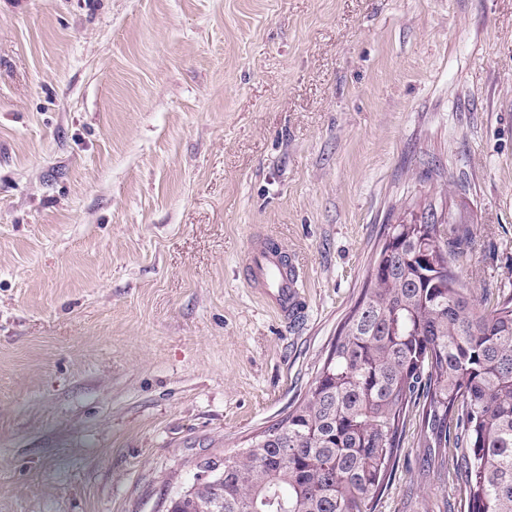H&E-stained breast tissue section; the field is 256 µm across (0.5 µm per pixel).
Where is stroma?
<instances>
[{
	"instance_id": "obj_1",
	"label": "stroma",
	"mask_w": 512,
	"mask_h": 512,
	"mask_svg": "<svg viewBox=\"0 0 512 512\" xmlns=\"http://www.w3.org/2000/svg\"><path fill=\"white\" fill-rule=\"evenodd\" d=\"M431 199L511 297L512 0H0V512H165L305 396ZM417 440L374 512H463ZM248 265L253 288H258L282 317H293L299 309L297 277L283 263L282 252L260 239L248 257Z\"/></svg>"
}]
</instances>
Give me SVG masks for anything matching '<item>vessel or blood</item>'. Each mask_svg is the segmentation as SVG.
Returning a JSON list of instances; mask_svg holds the SVG:
<instances>
[{"mask_svg":"<svg viewBox=\"0 0 512 512\" xmlns=\"http://www.w3.org/2000/svg\"><path fill=\"white\" fill-rule=\"evenodd\" d=\"M250 282L285 318L294 316L299 306L296 299L297 277L285 266L281 251L256 242L249 257Z\"/></svg>","mask_w":512,"mask_h":512,"instance_id":"1","label":"vessel or blood"}]
</instances>
